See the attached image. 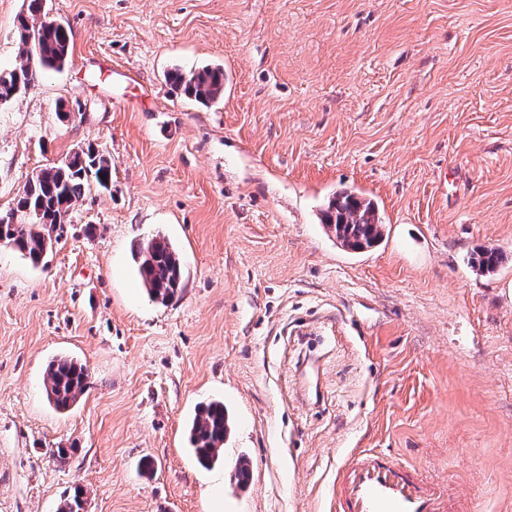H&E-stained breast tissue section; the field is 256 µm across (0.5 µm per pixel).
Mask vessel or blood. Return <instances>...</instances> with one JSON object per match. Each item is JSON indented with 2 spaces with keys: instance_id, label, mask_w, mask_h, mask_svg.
<instances>
[{
  "instance_id": "1",
  "label": "vessel or blood",
  "mask_w": 512,
  "mask_h": 512,
  "mask_svg": "<svg viewBox=\"0 0 512 512\" xmlns=\"http://www.w3.org/2000/svg\"><path fill=\"white\" fill-rule=\"evenodd\" d=\"M338 512H474L447 484L434 482L383 452H361L336 481Z\"/></svg>"
}]
</instances>
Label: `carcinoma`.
Instances as JSON below:
<instances>
[{"label": "carcinoma", "mask_w": 512, "mask_h": 512, "mask_svg": "<svg viewBox=\"0 0 512 512\" xmlns=\"http://www.w3.org/2000/svg\"><path fill=\"white\" fill-rule=\"evenodd\" d=\"M43 0H29L26 13L16 24V39L21 62L0 78V103L8 102L33 84L42 69H60L66 64L69 48V30L57 23L39 20ZM173 87L184 96L200 104L209 105L224 96V69L203 67L183 73L169 74ZM95 183L108 189L112 182V160L92 149L70 153L59 163L36 173L16 198L15 210L23 221L1 224L0 236L13 242L17 252L36 264L45 230L61 224L62 210L73 208L84 191ZM326 224L340 244L353 251L370 248L383 237L385 224L377 206L352 191L340 190L330 201L325 214ZM503 260L496 248L477 252L471 263L481 272L494 270ZM138 273L148 295L155 301L171 300L183 284V271L179 254L171 243L154 237L138 253ZM88 373L78 361L59 357L51 361L45 384L46 397L56 409L65 411L73 407L84 394ZM229 432V416L224 402L210 401L197 408L190 426V445L200 465L214 464L223 451L224 439Z\"/></svg>", "instance_id": "carcinoma-1"}]
</instances>
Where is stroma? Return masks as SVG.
I'll list each match as a JSON object with an SVG mask.
<instances>
[{
	"mask_svg": "<svg viewBox=\"0 0 512 512\" xmlns=\"http://www.w3.org/2000/svg\"><path fill=\"white\" fill-rule=\"evenodd\" d=\"M27 6L0 0V69L20 62ZM45 13L70 59L0 105V212L82 143L112 186L86 191L41 266L0 248V512H57L77 487L86 512H335L362 450L512 512V0ZM207 65L220 102L167 81ZM342 188L378 205L377 246L322 224ZM157 235L184 270L164 304L137 272ZM478 246L506 254L495 274L470 268ZM62 355L89 374L65 412L44 388ZM213 400L232 428L205 468L188 427Z\"/></svg>",
	"mask_w": 512,
	"mask_h": 512,
	"instance_id": "obj_1",
	"label": "stroma"
}]
</instances>
